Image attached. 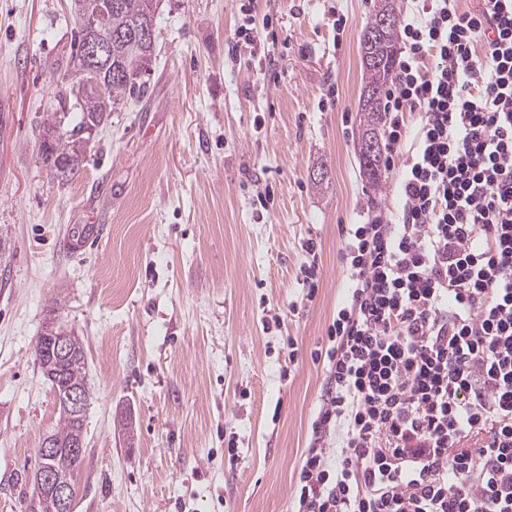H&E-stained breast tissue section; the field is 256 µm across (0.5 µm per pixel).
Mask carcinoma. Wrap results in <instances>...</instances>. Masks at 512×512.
Here are the masks:
<instances>
[{
    "label": "carcinoma",
    "instance_id": "cac0c4a2",
    "mask_svg": "<svg viewBox=\"0 0 512 512\" xmlns=\"http://www.w3.org/2000/svg\"><path fill=\"white\" fill-rule=\"evenodd\" d=\"M103 0H72L71 10L75 23L74 40L70 46L68 66L79 72L82 65L83 41L87 38L86 17L101 8ZM156 20L155 0H115L112 7V65L101 70L95 81L78 88L80 112L75 116L64 112L54 115L47 124L50 133L43 136L41 159L61 180L73 179L81 169V157L86 136L107 120L112 109L127 96L144 93L138 77L151 70L155 40L144 35V30ZM398 18L378 36L366 41L367 59L362 65L365 73L363 90L367 99L360 111L367 113V129L359 139L358 155H363L366 139L378 129L381 122L380 98L391 81L397 55ZM48 323L59 336L67 337L71 356L63 363L50 361L46 352L45 334L38 336L35 357L42 375L55 397H63L67 389L82 390L84 402L90 400V388L85 375V350L82 340L58 319ZM59 421L51 432L58 445L55 458L41 461L50 465L55 480L75 484V475L82 466L84 456L74 452L73 444L84 434L85 416H77L57 403Z\"/></svg>",
    "mask_w": 512,
    "mask_h": 512
}]
</instances>
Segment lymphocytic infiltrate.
I'll list each match as a JSON object with an SVG mask.
<instances>
[{"mask_svg": "<svg viewBox=\"0 0 512 512\" xmlns=\"http://www.w3.org/2000/svg\"><path fill=\"white\" fill-rule=\"evenodd\" d=\"M402 32L401 203L341 227L293 512H512V0H417Z\"/></svg>", "mask_w": 512, "mask_h": 512, "instance_id": "1", "label": "lymphocytic infiltrate"}]
</instances>
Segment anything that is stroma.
<instances>
[{
    "instance_id": "obj_1",
    "label": "stroma",
    "mask_w": 512,
    "mask_h": 512,
    "mask_svg": "<svg viewBox=\"0 0 512 512\" xmlns=\"http://www.w3.org/2000/svg\"><path fill=\"white\" fill-rule=\"evenodd\" d=\"M374 6L157 0L147 94L66 182L40 144L77 105L71 0H0V512H31L58 423L35 360L56 298L93 392L74 512H290L324 382L311 353L349 289L339 227L399 204L398 171L374 189L357 149ZM242 26L272 67L228 57Z\"/></svg>"
}]
</instances>
